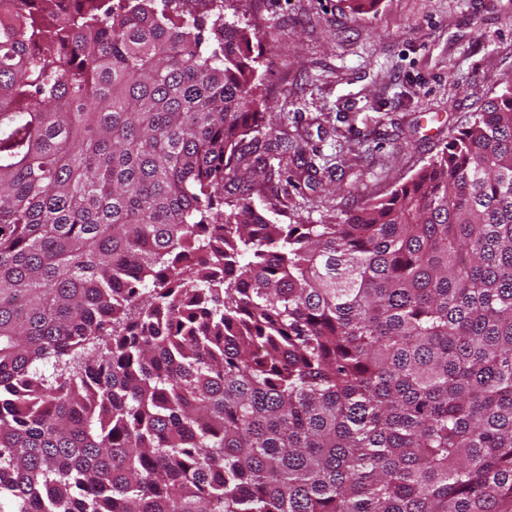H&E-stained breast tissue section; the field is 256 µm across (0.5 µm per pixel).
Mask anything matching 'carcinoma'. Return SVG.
<instances>
[{"label":"carcinoma","mask_w":512,"mask_h":512,"mask_svg":"<svg viewBox=\"0 0 512 512\" xmlns=\"http://www.w3.org/2000/svg\"><path fill=\"white\" fill-rule=\"evenodd\" d=\"M119 2L0 25V512H512V78L276 224L237 0Z\"/></svg>","instance_id":"obj_1"}]
</instances>
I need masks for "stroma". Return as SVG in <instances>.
Listing matches in <instances>:
<instances>
[{
    "label": "stroma",
    "mask_w": 512,
    "mask_h": 512,
    "mask_svg": "<svg viewBox=\"0 0 512 512\" xmlns=\"http://www.w3.org/2000/svg\"><path fill=\"white\" fill-rule=\"evenodd\" d=\"M257 83L278 136L317 169L274 173L254 204L278 224L343 220L433 159L512 77V0H246Z\"/></svg>",
    "instance_id": "1"
}]
</instances>
